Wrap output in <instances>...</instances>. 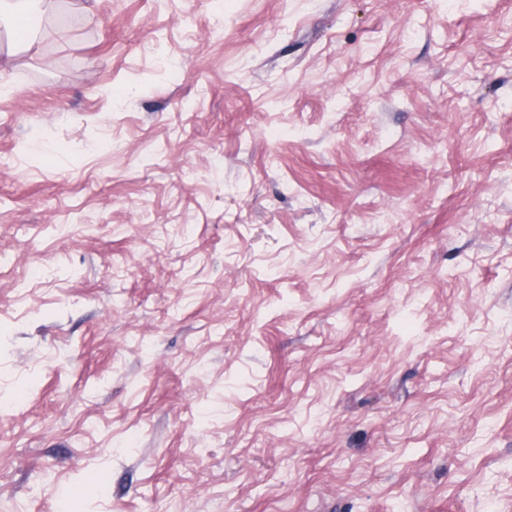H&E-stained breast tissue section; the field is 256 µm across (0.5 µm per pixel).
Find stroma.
I'll use <instances>...</instances> for the list:
<instances>
[{
	"mask_svg": "<svg viewBox=\"0 0 512 512\" xmlns=\"http://www.w3.org/2000/svg\"><path fill=\"white\" fill-rule=\"evenodd\" d=\"M0 31V512H512V0H64Z\"/></svg>",
	"mask_w": 512,
	"mask_h": 512,
	"instance_id": "stroma-1",
	"label": "stroma"
}]
</instances>
